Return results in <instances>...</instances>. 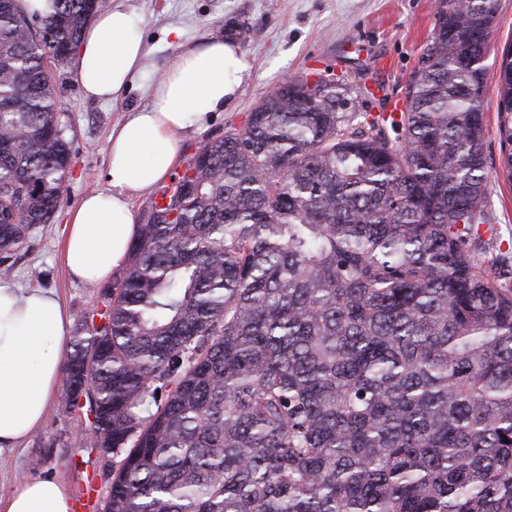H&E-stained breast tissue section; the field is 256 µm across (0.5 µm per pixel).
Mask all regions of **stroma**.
I'll return each instance as SVG.
<instances>
[{"label": "stroma", "instance_id": "stroma-1", "mask_svg": "<svg viewBox=\"0 0 512 512\" xmlns=\"http://www.w3.org/2000/svg\"><path fill=\"white\" fill-rule=\"evenodd\" d=\"M136 15L147 51L136 83L117 100L86 98L70 71L54 73L61 120L72 149L67 195L50 223L38 225L0 281L21 288L54 291L70 313L90 308L100 289L82 284L60 260L66 213L82 196L106 188L108 141L126 112L143 107L159 75L178 54L179 43H197L226 34L228 22L242 24L248 40L240 50L247 64L237 101L214 113L209 130L239 124L251 109L286 78L303 75L344 78L351 86L353 112L402 108L408 84L430 39L437 0H112ZM180 28L182 42L168 34ZM495 83L484 90V152L488 207L496 236L481 259L512 258V179L504 168ZM82 411L70 410L64 393L52 400L42 426L18 448L0 452V496L22 479L52 478L69 494L93 484L98 500L109 492L108 467L95 449L72 444L84 427Z\"/></svg>", "mask_w": 512, "mask_h": 512}]
</instances>
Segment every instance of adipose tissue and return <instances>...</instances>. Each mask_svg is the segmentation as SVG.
<instances>
[{
    "label": "adipose tissue",
    "instance_id": "obj_1",
    "mask_svg": "<svg viewBox=\"0 0 512 512\" xmlns=\"http://www.w3.org/2000/svg\"><path fill=\"white\" fill-rule=\"evenodd\" d=\"M145 47L135 16L120 6L95 13L72 54L71 76L84 95L116 100L143 71ZM246 69L237 46L217 38L182 45L148 103L127 112L108 145L107 190L86 194L68 212L63 260L69 273L101 284L128 259L138 217L131 200L177 165L181 135L204 129L213 113L236 101ZM71 316L57 296L0 283V451L41 426L60 386L61 344ZM55 479L23 480L0 512H70Z\"/></svg>",
    "mask_w": 512,
    "mask_h": 512
}]
</instances>
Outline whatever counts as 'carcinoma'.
Segmentation results:
<instances>
[{
  "label": "carcinoma",
  "mask_w": 512,
  "mask_h": 512,
  "mask_svg": "<svg viewBox=\"0 0 512 512\" xmlns=\"http://www.w3.org/2000/svg\"><path fill=\"white\" fill-rule=\"evenodd\" d=\"M0 0V270L67 194L51 87L91 13ZM496 0H439L400 112L291 77L143 208L61 383L102 512H512V266L476 258ZM512 178V49L499 66Z\"/></svg>",
  "instance_id": "1"
}]
</instances>
